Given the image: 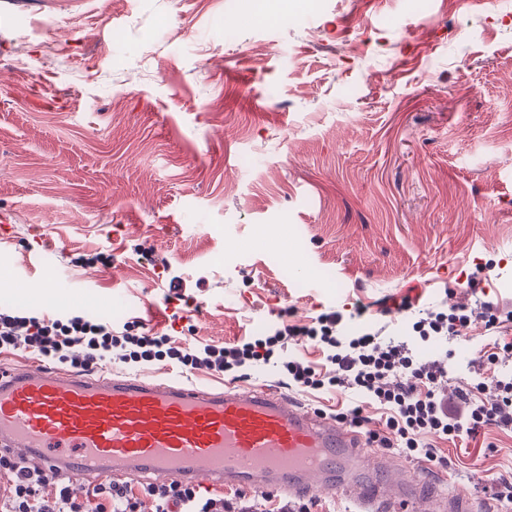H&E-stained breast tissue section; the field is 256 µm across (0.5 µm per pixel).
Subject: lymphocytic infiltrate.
<instances>
[{
    "instance_id": "f902f5d3",
    "label": "lymphocytic infiltrate",
    "mask_w": 512,
    "mask_h": 512,
    "mask_svg": "<svg viewBox=\"0 0 512 512\" xmlns=\"http://www.w3.org/2000/svg\"><path fill=\"white\" fill-rule=\"evenodd\" d=\"M343 316L331 311L320 314L308 327L278 326L267 336L224 346L183 348L165 332L134 333L130 325L115 326L81 315L21 316L0 309V349H24L48 360L84 371L111 358L121 348L122 362H149L166 358L187 370L206 368L228 372L269 361L282 351L287 339L304 335L323 354L324 367L288 358L281 366L289 381L302 388L346 387L383 410L384 432H371L370 439L384 448L408 457L434 459L427 436L452 440L477 436L484 426L512 428V377H493L496 400L486 405L464 397L463 405L451 408L441 392L447 376L444 360L416 362L412 348L402 341L380 342L370 332L349 338L342 329ZM471 316L465 307L452 305L444 312L428 313L416 322L420 337L457 335ZM412 374L414 385L402 382ZM0 479L9 489L6 512H143L152 503L153 512H248L240 500L217 499L200 494L196 487L176 482L132 485L106 482L93 486L84 501L69 494L59 476L30 468L10 453H0Z\"/></svg>"
}]
</instances>
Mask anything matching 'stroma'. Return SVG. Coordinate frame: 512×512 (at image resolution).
<instances>
[{"instance_id":"stroma-1","label":"stroma","mask_w":512,"mask_h":512,"mask_svg":"<svg viewBox=\"0 0 512 512\" xmlns=\"http://www.w3.org/2000/svg\"><path fill=\"white\" fill-rule=\"evenodd\" d=\"M290 3L266 26L231 0H0V307L48 280L29 314L108 305L198 347L328 310L404 340L419 311L490 303L498 328L415 350L447 360L449 399L491 401L483 377L512 376V0ZM189 377L348 401L270 363ZM434 451L382 461L512 512L491 490L512 431Z\"/></svg>"}]
</instances>
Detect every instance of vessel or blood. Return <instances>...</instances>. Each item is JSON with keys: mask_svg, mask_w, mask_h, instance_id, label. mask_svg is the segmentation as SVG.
<instances>
[{"mask_svg": "<svg viewBox=\"0 0 512 512\" xmlns=\"http://www.w3.org/2000/svg\"><path fill=\"white\" fill-rule=\"evenodd\" d=\"M0 449L75 482L336 492L359 512L479 509L471 495L425 491L412 475L374 462L359 432L267 389L18 368L0 373Z\"/></svg>", "mask_w": 512, "mask_h": 512, "instance_id": "vessel-or-blood-1", "label": "vessel or blood"}]
</instances>
